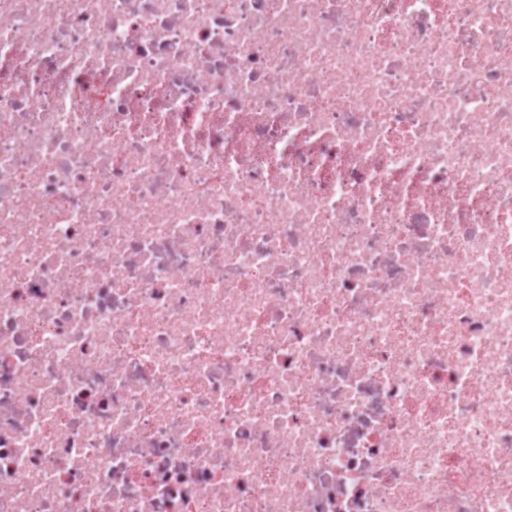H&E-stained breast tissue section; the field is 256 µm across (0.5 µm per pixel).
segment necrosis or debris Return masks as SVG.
I'll return each instance as SVG.
<instances>
[{"label":"necrosis or debris","instance_id":"obj_1","mask_svg":"<svg viewBox=\"0 0 512 512\" xmlns=\"http://www.w3.org/2000/svg\"><path fill=\"white\" fill-rule=\"evenodd\" d=\"M0 512H512V0H0Z\"/></svg>","mask_w":512,"mask_h":512}]
</instances>
